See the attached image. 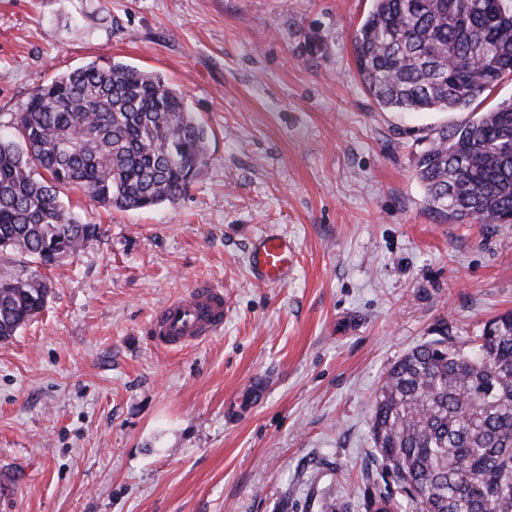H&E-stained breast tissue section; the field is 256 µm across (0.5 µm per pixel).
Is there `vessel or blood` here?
I'll return each mask as SVG.
<instances>
[{
  "label": "vessel or blood",
  "instance_id": "obj_1",
  "mask_svg": "<svg viewBox=\"0 0 512 512\" xmlns=\"http://www.w3.org/2000/svg\"><path fill=\"white\" fill-rule=\"evenodd\" d=\"M292 258L293 246L287 237L264 233L252 244L249 264L259 282L273 284L287 278ZM226 313L223 290L200 281L189 292L170 299L156 312L149 334L158 348L184 350L220 333Z\"/></svg>",
  "mask_w": 512,
  "mask_h": 512
}]
</instances>
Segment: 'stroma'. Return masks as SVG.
<instances>
[{
  "instance_id": "1",
  "label": "stroma",
  "mask_w": 512,
  "mask_h": 512,
  "mask_svg": "<svg viewBox=\"0 0 512 512\" xmlns=\"http://www.w3.org/2000/svg\"><path fill=\"white\" fill-rule=\"evenodd\" d=\"M370 0H0V114L95 60L159 73L212 131L174 205L61 198L103 232L60 259L46 310L0 343V512H353L384 489L370 430L390 366L440 322L512 310V224L429 205L415 153L477 116L379 109L352 40ZM295 247L257 282L258 235ZM201 280L223 331L157 348L149 322ZM265 395L226 407L253 378Z\"/></svg>"
}]
</instances>
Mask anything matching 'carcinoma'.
I'll return each mask as SVG.
<instances>
[{
  "label": "carcinoma",
  "instance_id": "cac0c4a2",
  "mask_svg": "<svg viewBox=\"0 0 512 512\" xmlns=\"http://www.w3.org/2000/svg\"><path fill=\"white\" fill-rule=\"evenodd\" d=\"M360 81L385 110L457 112L512 75V0H372L354 33ZM0 136V342L41 314L37 270L101 233L65 209L80 188L103 207L176 204L208 162L209 129L153 72L88 63L38 87ZM427 200L459 224L512 216V100L435 132L414 158ZM437 338L387 371L375 448L395 490L365 512H512V312L460 342Z\"/></svg>",
  "mask_w": 512,
  "mask_h": 512
}]
</instances>
